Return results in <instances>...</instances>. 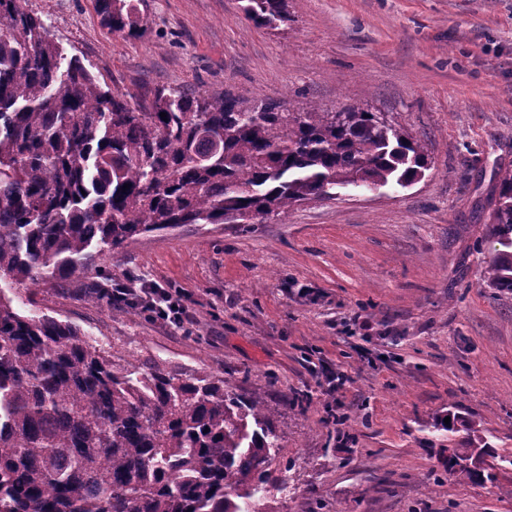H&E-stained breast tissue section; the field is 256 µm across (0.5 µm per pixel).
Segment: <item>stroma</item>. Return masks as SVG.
Returning <instances> with one entry per match:
<instances>
[{
	"label": "stroma",
	"instance_id": "obj_1",
	"mask_svg": "<svg viewBox=\"0 0 512 512\" xmlns=\"http://www.w3.org/2000/svg\"><path fill=\"white\" fill-rule=\"evenodd\" d=\"M27 5L111 89L358 105L431 160L404 189L92 255L113 284L181 290L191 331L102 305L90 279L40 289L53 316L116 356L261 394L289 467L269 512H512V293L484 278L497 173L512 169V0H287L276 29L240 0H144L137 37L105 27L94 0ZM450 414L491 446L496 482L449 473Z\"/></svg>",
	"mask_w": 512,
	"mask_h": 512
}]
</instances>
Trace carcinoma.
Here are the masks:
<instances>
[{
    "instance_id": "cac0c4a2",
    "label": "carcinoma",
    "mask_w": 512,
    "mask_h": 512,
    "mask_svg": "<svg viewBox=\"0 0 512 512\" xmlns=\"http://www.w3.org/2000/svg\"><path fill=\"white\" fill-rule=\"evenodd\" d=\"M96 4L112 31H146L141 0ZM244 12L275 29L286 0ZM428 167L420 143L359 107L106 90L26 0H0V512H267V485L286 479L270 470L281 435L260 395L116 361L49 315L38 288L86 276L92 247L118 255L184 224H261L336 188H404ZM487 237L485 277L512 292V169ZM464 430L448 472L482 479L470 461L488 445Z\"/></svg>"
}]
</instances>
